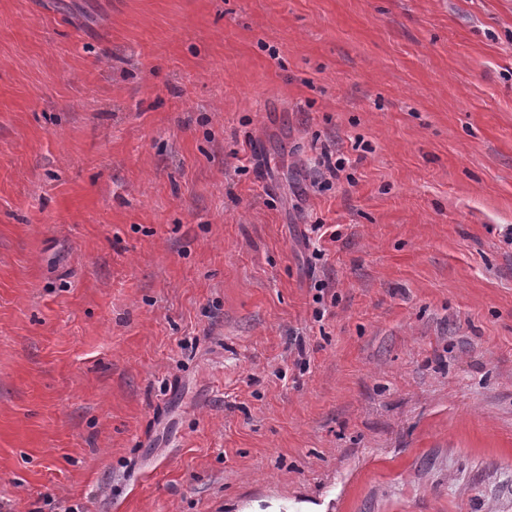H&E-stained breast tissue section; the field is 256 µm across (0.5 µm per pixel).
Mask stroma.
<instances>
[{
	"label": "stroma",
	"mask_w": 512,
	"mask_h": 512,
	"mask_svg": "<svg viewBox=\"0 0 512 512\" xmlns=\"http://www.w3.org/2000/svg\"><path fill=\"white\" fill-rule=\"evenodd\" d=\"M301 503L512 512V0H0V512Z\"/></svg>",
	"instance_id": "obj_1"
}]
</instances>
